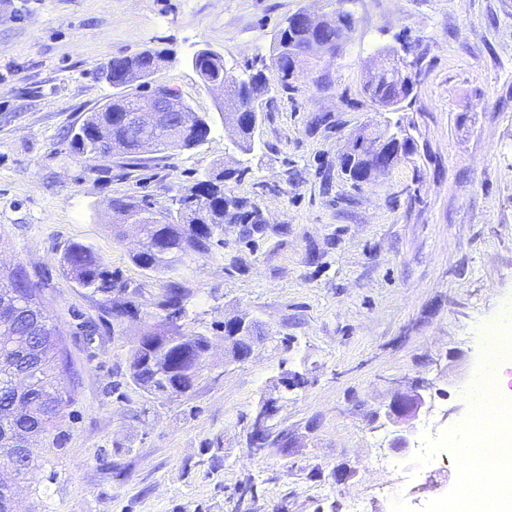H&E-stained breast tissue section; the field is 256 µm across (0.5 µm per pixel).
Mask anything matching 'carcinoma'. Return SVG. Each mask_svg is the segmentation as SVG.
<instances>
[{
  "instance_id": "carcinoma-1",
  "label": "carcinoma",
  "mask_w": 512,
  "mask_h": 512,
  "mask_svg": "<svg viewBox=\"0 0 512 512\" xmlns=\"http://www.w3.org/2000/svg\"><path fill=\"white\" fill-rule=\"evenodd\" d=\"M336 17L331 26L322 32L300 29L286 24L273 38L272 63L275 78L258 71L251 74V83H224V106L253 112L256 103L272 91L277 93L292 87L300 69L313 58L312 44L324 46V53L330 56L340 54L347 42L357 0H337ZM199 74L204 81L215 77H225L224 60L221 56L204 50ZM387 65L369 73L364 85L365 92L379 105L389 111H398L403 103L413 98L414 87L405 82L401 75L403 59L398 53L385 55ZM167 57L159 52L145 51L136 57H115L114 66L124 71L126 79L119 83L122 91L87 115L78 131L72 137L74 151L91 161L112 160V155L121 154L136 158L144 153L164 152L172 149L197 147L199 134L192 128L177 129L175 125L159 126L144 138H129L122 125L110 122L111 112L133 110L143 96L141 90L149 88L156 72ZM137 85L138 91L130 93L126 88ZM112 124V138L99 143L88 135V130L103 124ZM395 131H390V127ZM385 125L384 130H376L362 140L347 143L338 158L340 170L350 180L360 183L373 171L371 156L383 150L391 141L401 142L403 158L415 154L417 146L409 130L397 121ZM236 174L234 169H223L218 173L204 174L211 186V198L199 208L191 206L189 199L197 185L184 190L176 197L179 203L176 211L164 216L160 221L149 208V201L114 199L111 205L121 204L131 214L132 221L113 222L118 236L133 232L140 238V247L134 254L136 263L155 276L168 277V285L160 306L179 316L186 315V303L190 292L181 282L175 280L177 262L185 256H205L222 243V239L200 238L194 232L197 223L212 224L217 228L225 224H248V232H259L266 223L261 210L248 199L224 194V180ZM63 276L88 289L93 294L109 297L113 294L138 289L118 275L110 272L103 259L91 248L74 242L68 245L60 258ZM28 279L27 273L16 269L7 275H0V429L8 426L15 430L30 432L48 442V451H59L56 430L66 416L72 402L71 394L52 407L38 401L30 402L29 408L13 418L7 412L10 398L12 370L9 358L17 355L18 342L28 339L41 354L40 364L31 377L41 390L59 394L64 389L62 381L67 375L68 366L60 365L61 341L50 336H38V325L52 323L48 308L39 299L35 283L22 288L19 283ZM183 334L177 329H165L156 338L155 349L162 352V368L157 372L149 363L152 351L137 341L128 354V379L144 394L156 400H170V393L178 397H189L196 389L206 365L203 356L209 342L208 337L196 335L188 342L182 341ZM15 467L0 464V512H11V492L15 480Z\"/></svg>"
}]
</instances>
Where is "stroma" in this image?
<instances>
[{"mask_svg":"<svg viewBox=\"0 0 512 512\" xmlns=\"http://www.w3.org/2000/svg\"><path fill=\"white\" fill-rule=\"evenodd\" d=\"M334 17L336 0H0V274L23 265L60 331L73 402L58 459L21 484L18 512H391V493L422 507L456 479L452 451L414 470L394 455L385 414L396 392L429 382L413 441L463 420L486 327L512 307V0H359L331 85L297 77L264 104L253 153L231 125L189 150L92 162L64 133L112 96L114 56L167 52L156 83L215 117L220 91L189 63L217 52L235 73L270 60L292 15ZM412 47L417 86L401 113L363 92L382 49ZM328 122L316 125L315 117ZM403 120L418 151L356 184L338 167L366 125ZM232 168L227 191L266 224L224 227L223 245L184 257V333L209 336L210 367L188 399L155 400L127 377V353L162 321L167 280L137 266L135 237L114 235L110 200H149L158 215L205 172ZM88 245L139 292L115 322L105 297L61 273L69 243ZM245 314L260 335L224 362V323ZM97 322L88 337L83 321ZM303 387L284 388L285 372ZM274 401L293 446L250 455L247 428ZM395 457L387 470L379 458Z\"/></svg>","mask_w":512,"mask_h":512,"instance_id":"35a3bbf8","label":"stroma"}]
</instances>
